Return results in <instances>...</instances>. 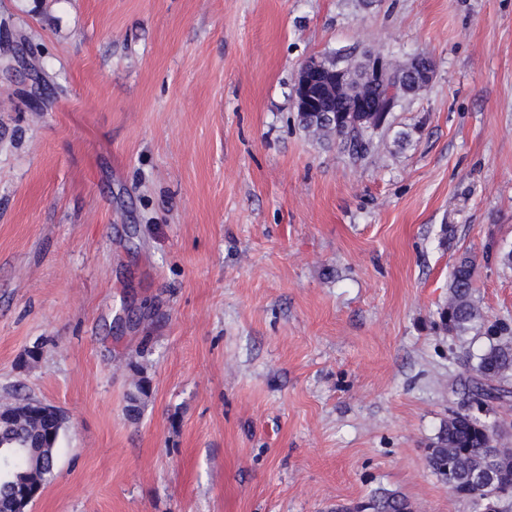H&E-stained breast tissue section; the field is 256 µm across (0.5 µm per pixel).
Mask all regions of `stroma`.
<instances>
[{
	"label": "stroma",
	"mask_w": 512,
	"mask_h": 512,
	"mask_svg": "<svg viewBox=\"0 0 512 512\" xmlns=\"http://www.w3.org/2000/svg\"><path fill=\"white\" fill-rule=\"evenodd\" d=\"M336 50L435 63L360 163L296 117ZM4 55L0 397L66 417L32 512H472L426 454L488 338L436 323L467 254L512 325V0H0ZM358 508H364L371 512H412V505L409 500L402 495L394 492H375L367 501L355 504L349 507H343L346 512H366L354 511Z\"/></svg>",
	"instance_id": "stroma-1"
}]
</instances>
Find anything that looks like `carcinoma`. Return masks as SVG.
I'll use <instances>...</instances> for the list:
<instances>
[{
	"instance_id": "1",
	"label": "carcinoma",
	"mask_w": 512,
	"mask_h": 512,
	"mask_svg": "<svg viewBox=\"0 0 512 512\" xmlns=\"http://www.w3.org/2000/svg\"><path fill=\"white\" fill-rule=\"evenodd\" d=\"M299 125L320 138L333 134L343 152L353 160L369 156L374 139L391 127L390 120L377 132H364L353 119L336 113V126L324 124L318 112L297 113ZM475 264L463 256L454 264L448 282V303L439 311V329L450 336H463L485 328L489 346L476 358L467 359L456 386L470 399L491 409L499 401L512 398V329L505 322H489L474 297ZM34 401H1L0 414L12 418L9 427H0V452L8 458L0 472V494L7 495L12 483L30 476L41 485L52 476L58 440L65 422L34 416L28 407ZM499 432L480 417L455 412L448 417L428 448L426 463L448 489L470 502L473 512H484L483 504L499 498V492L512 487V449L498 446ZM412 512L409 500L394 492H376L367 501L344 508L354 512Z\"/></svg>"
}]
</instances>
